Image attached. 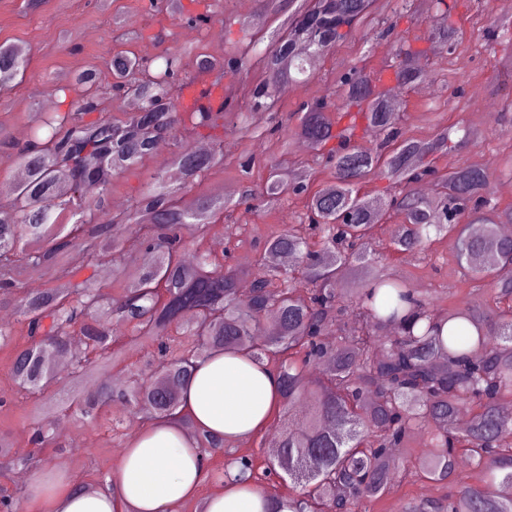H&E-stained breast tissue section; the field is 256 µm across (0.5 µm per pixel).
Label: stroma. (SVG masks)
Here are the masks:
<instances>
[{
    "label": "stroma",
    "mask_w": 512,
    "mask_h": 512,
    "mask_svg": "<svg viewBox=\"0 0 512 512\" xmlns=\"http://www.w3.org/2000/svg\"><path fill=\"white\" fill-rule=\"evenodd\" d=\"M218 21L205 33L203 43L217 58L224 55L225 37H238L239 20L258 14L257 0H215ZM135 22L138 36L132 40L121 37L113 24L114 16ZM511 19L501 0H474L472 7L456 24L463 32V43L450 56L446 76L436 75L435 57L428 52L419 59L424 71L432 75V93L421 88L404 89L401 101L402 126L407 135L423 137L450 125L460 123L476 130L480 144H465L453 152L457 164L479 163L493 169L494 196L501 204L512 203V175L497 171V160L512 141V80L503 81V63H512V38L497 42L493 53L485 51V32L496 19ZM174 26L164 16L149 18L141 11L140 0H0V45L21 44L29 51L26 80L0 95V126L11 138L32 134V113L41 111L44 97H52L56 111L68 108L64 94L50 93L52 77L69 79L76 72L95 67L103 69L113 49L127 50L141 59H151L164 50H176L178 42L172 35ZM394 52L392 39L380 36L363 38L354 34L336 46L314 71L307 86L280 94L281 112H293L301 98H313L329 86L335 72L345 69L358 57H365L369 66L378 67L389 61ZM464 84L471 100L463 106L453 95L457 84ZM298 209L281 204L269 215L254 216L244 210L235 215L247 226L248 240L232 254L233 266H240L242 257H255L253 240L264 239L269 225L291 224ZM456 251L454 238L436 240L427 259L389 252L386 262L390 271L411 276L415 287L439 294L452 293L456 305L475 307L489 297L487 289H458L446 269ZM7 397L8 406L0 407V437L12 443L17 453L37 456L41 465L63 467L72 482L108 480L121 451L128 443L135 426H128L127 436H113L108 424L91 423L78 415L61 417L63 432L52 435L51 446L38 448L30 444L34 423L39 422L47 408L41 401L15 393L11 374V353L0 350V397ZM400 484L395 485L385 500L374 505L373 512H401L405 500L418 503L437 499L447 493V486L414 475L412 464L398 456Z\"/></svg>",
    "instance_id": "obj_1"
}]
</instances>
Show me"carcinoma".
Masks as SVG:
<instances>
[{
    "label": "carcinoma",
    "mask_w": 512,
    "mask_h": 512,
    "mask_svg": "<svg viewBox=\"0 0 512 512\" xmlns=\"http://www.w3.org/2000/svg\"><path fill=\"white\" fill-rule=\"evenodd\" d=\"M443 20L463 0H261L262 21H240L243 36L224 40L221 63L199 51L215 12H182L179 0H149L156 14L176 17L183 30L178 51L143 61L124 50L109 60L112 85L100 94L96 70L77 73L52 90L76 95L64 112H43L49 131L22 145L0 134V149L15 151L21 179L0 183V295L12 305L18 329L0 326V348L11 347L16 394L49 398L58 383L51 360L70 353L80 337L84 351L72 356L73 380L83 385L59 409L98 420L112 402L129 407L147 423L171 420L193 434L212 457L224 439L194 426L182 410V388L193 367L216 352H242L279 374L282 400L294 420L285 427L275 454L261 465L233 457L208 475L222 479L231 467L253 486L268 491L275 471L288 478L292 512H362L400 482L390 449L408 448L427 434L428 454L416 459L429 480L453 487L417 512H512V281L491 278L494 266L512 265V205L487 194L489 172L480 164L439 166L458 141L441 129L425 138L404 134L401 115L386 100L383 77L402 85L422 79L409 63L412 42L395 34L398 19L414 17L418 3ZM389 12L382 36H395L393 61L377 70L364 61L338 74L326 94L290 114L294 137L317 150L321 169L292 156L288 127L278 116V94L308 80L313 61L327 55L358 29L372 31L375 15ZM281 21L268 49L259 50L267 20ZM463 39L446 25L427 35L430 49L451 55ZM27 53L0 45V89L25 78ZM255 71L240 96L211 103L212 89L197 75ZM128 99L135 112L117 117L112 108ZM269 113L263 126L247 115ZM105 112L92 122L85 116ZM241 133L252 142L276 140L279 152L267 165L263 187L245 186L238 200L194 189L224 159V136ZM209 138L213 148L197 151L193 141ZM175 142L171 158L145 175L131 207L112 208V179L135 172L151 159L158 140ZM327 179L315 184L318 175ZM388 182L378 200L359 185ZM427 180L432 193L413 185ZM301 207L298 222L275 229L250 270L226 267L188 240H203L207 227L222 223L240 206L272 210L284 199ZM402 221L382 227L387 212ZM386 235L399 252L425 255L435 239H457L454 258L460 286L490 287L492 304L482 308L441 305L442 298L414 287L411 278L383 272L374 248ZM136 236L143 255L132 259L123 243ZM82 242L91 267H112L108 285L66 266L70 247ZM295 257V267L276 257ZM34 275L47 288H29ZM351 277L350 287L342 286ZM251 280L244 294L238 281ZM333 342L324 341L332 331ZM130 350L153 348L160 372L153 383L110 385L120 339ZM328 363L315 382L310 366ZM471 413L469 428L457 431L458 412ZM463 456L485 473L480 485L459 475ZM8 466L30 467L31 455L17 456L0 441ZM20 492L0 489V512H17Z\"/></svg>",
    "instance_id": "1"
}]
</instances>
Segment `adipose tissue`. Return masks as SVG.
<instances>
[{"label":"adipose tissue","instance_id":"ef3b65f1","mask_svg":"<svg viewBox=\"0 0 512 512\" xmlns=\"http://www.w3.org/2000/svg\"><path fill=\"white\" fill-rule=\"evenodd\" d=\"M183 407L199 428L234 442L264 428L280 402V378L261 364L216 356L201 363L185 387ZM206 456L173 423L141 429L123 449L106 489L75 490L69 478L36 475L29 502L36 512H170L195 495ZM202 512H291L287 500L240 484L205 498Z\"/></svg>","mask_w":512,"mask_h":512}]
</instances>
